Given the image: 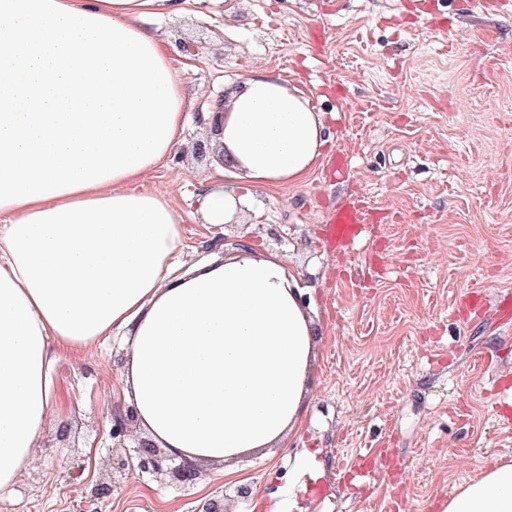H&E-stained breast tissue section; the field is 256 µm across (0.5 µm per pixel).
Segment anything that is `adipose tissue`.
<instances>
[{
    "mask_svg": "<svg viewBox=\"0 0 512 512\" xmlns=\"http://www.w3.org/2000/svg\"><path fill=\"white\" fill-rule=\"evenodd\" d=\"M185 0H0V493L61 410L62 352L125 332L116 382L142 437L232 468L301 424L320 328L279 253L242 250L174 273L172 201L144 188L184 128L168 44L143 27ZM203 122L231 180L202 223L239 224L242 185L303 182L330 142L300 88L258 70ZM439 512H512V462Z\"/></svg>",
    "mask_w": 512,
    "mask_h": 512,
    "instance_id": "adipose-tissue-1",
    "label": "adipose tissue"
}]
</instances>
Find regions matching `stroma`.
<instances>
[{
	"label": "stroma",
	"mask_w": 512,
	"mask_h": 512,
	"mask_svg": "<svg viewBox=\"0 0 512 512\" xmlns=\"http://www.w3.org/2000/svg\"><path fill=\"white\" fill-rule=\"evenodd\" d=\"M185 89L182 142L145 185L183 216L188 266L257 241L284 252L320 320L315 397L296 434L233 474L118 469L122 364L107 340L62 354V410L0 512H198L248 486L279 512H436L512 459V0H207L154 17ZM267 69L327 115V155L297 186L256 192L249 223H201L217 164L197 152L208 102ZM365 214L347 248L329 206ZM319 454L288 504L294 460Z\"/></svg>",
	"instance_id": "obj_1"
}]
</instances>
